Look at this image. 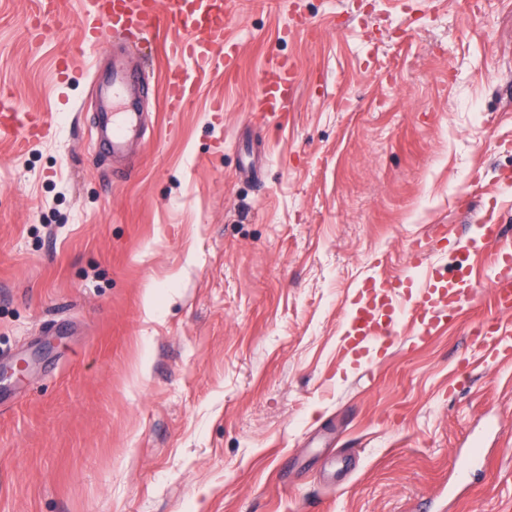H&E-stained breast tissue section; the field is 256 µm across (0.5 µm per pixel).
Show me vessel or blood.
<instances>
[{"instance_id": "obj_1", "label": "vessel or blood", "mask_w": 512, "mask_h": 512, "mask_svg": "<svg viewBox=\"0 0 512 512\" xmlns=\"http://www.w3.org/2000/svg\"><path fill=\"white\" fill-rule=\"evenodd\" d=\"M233 0H96V9L80 20L85 43L98 41L108 31L113 41H126L128 35L148 36L162 29L184 31V38L169 42L171 64L166 77V103L171 111L184 109L191 100V75L184 60L198 67L227 73L237 66L238 51L226 34ZM112 87L97 126L99 150L96 161L121 159L130 143L145 135L144 114L139 108L141 72L114 60L105 77ZM295 83V72L287 62L278 63L273 76L265 81L252 102L256 112L275 113L288 109ZM37 112L22 103L0 95V133L22 132L34 136L41 132ZM478 237L461 234L454 240L460 253L480 255L493 251V275L490 286L495 300L494 316L484 318L471 330L472 336L487 335L497 359L512 358V337L505 335L500 317L512 314V243L504 238L501 225L479 218ZM426 253L416 250L413 276H373L365 279L353 297L350 317L342 324L340 350L343 358L365 357L371 346L387 338L400 336L403 324L418 328L420 337L430 335L453 312L449 299L464 303L476 296L471 277H448L441 272H425Z\"/></svg>"}]
</instances>
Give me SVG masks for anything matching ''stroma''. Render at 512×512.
<instances>
[{"mask_svg": "<svg viewBox=\"0 0 512 512\" xmlns=\"http://www.w3.org/2000/svg\"><path fill=\"white\" fill-rule=\"evenodd\" d=\"M233 75L169 111L145 71L130 175L97 150L93 0H0V91L44 134L0 136V512H512V363L468 333L478 289L422 341L339 353L357 286L487 214L512 236V0H237ZM69 57L65 83L55 65ZM287 111L251 110L271 57ZM261 165L240 174V145ZM432 244V243H431Z\"/></svg>", "mask_w": 512, "mask_h": 512, "instance_id": "obj_1", "label": "stroma"}]
</instances>
